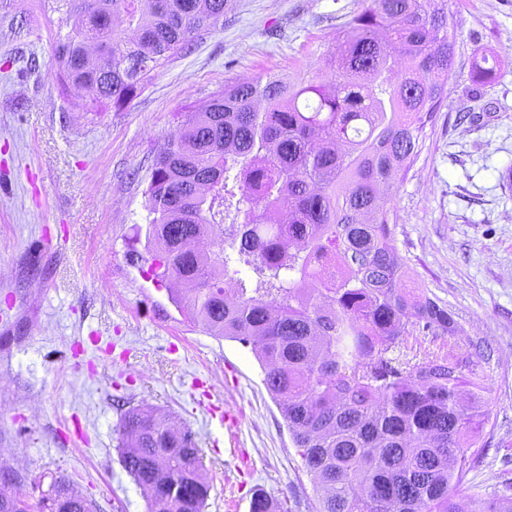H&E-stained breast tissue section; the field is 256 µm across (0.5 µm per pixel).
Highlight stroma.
<instances>
[{"instance_id": "stroma-1", "label": "stroma", "mask_w": 512, "mask_h": 512, "mask_svg": "<svg viewBox=\"0 0 512 512\" xmlns=\"http://www.w3.org/2000/svg\"><path fill=\"white\" fill-rule=\"evenodd\" d=\"M363 0H231L216 26L155 70L124 110L61 90L50 0H0V474L37 502L70 481L94 512H147L120 430L157 407L195 436L204 512H317L314 477L251 346L192 324L141 261L155 160L181 115L225 85L325 76ZM454 73L406 176L389 190L410 287L468 331L489 422L459 498H512V0H449ZM491 73L475 81L472 64ZM220 406L236 416L226 427Z\"/></svg>"}]
</instances>
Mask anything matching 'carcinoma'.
Wrapping results in <instances>:
<instances>
[{
  "label": "carcinoma",
  "mask_w": 512,
  "mask_h": 512,
  "mask_svg": "<svg viewBox=\"0 0 512 512\" xmlns=\"http://www.w3.org/2000/svg\"><path fill=\"white\" fill-rule=\"evenodd\" d=\"M55 2V79L82 89L89 112L128 106L228 5L152 0L147 14L142 0ZM453 58L448 0H366L336 38L329 75L225 86L184 113L151 174L148 274L191 287L187 315L205 332L252 345L315 476L318 512H462L483 450L484 376L461 354L472 340L407 286L381 193L418 155ZM408 336H441L448 353L390 357ZM174 433L161 411L130 409L124 467L147 512H203L197 442ZM90 509L63 478L35 505L0 485V512ZM469 512H512V500Z\"/></svg>",
  "instance_id": "1"
}]
</instances>
